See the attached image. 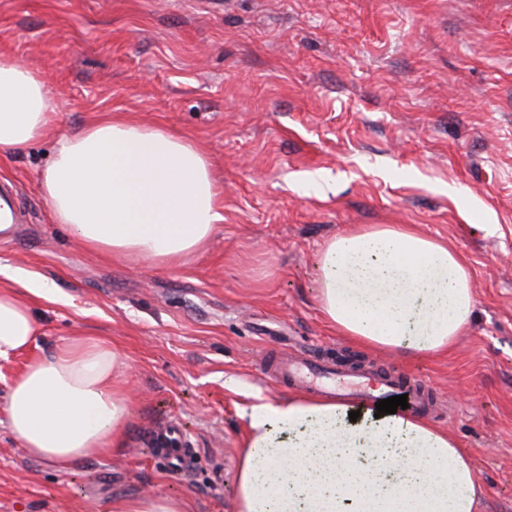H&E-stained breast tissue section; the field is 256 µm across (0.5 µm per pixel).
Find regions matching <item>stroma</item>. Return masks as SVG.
<instances>
[{"mask_svg": "<svg viewBox=\"0 0 512 512\" xmlns=\"http://www.w3.org/2000/svg\"><path fill=\"white\" fill-rule=\"evenodd\" d=\"M43 74L61 130L100 118L174 129L208 153L224 220L185 264L95 254L53 223L39 175L54 143L0 156L20 221L0 238V288L33 298L36 347L0 360V402L29 358L105 337L129 358V437L67 473L0 424V512H103L180 493L232 512L244 408L291 395L264 362H373L415 375L430 424L471 455L480 512H512V0H0V55ZM412 224L465 257L474 320L445 354L408 361L323 320L316 258L349 229ZM178 421L186 473L155 459Z\"/></svg>", "mask_w": 512, "mask_h": 512, "instance_id": "obj_1", "label": "stroma"}]
</instances>
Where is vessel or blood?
<instances>
[{
	"instance_id": "b4317fda",
	"label": "vessel or blood",
	"mask_w": 512,
	"mask_h": 512,
	"mask_svg": "<svg viewBox=\"0 0 512 512\" xmlns=\"http://www.w3.org/2000/svg\"><path fill=\"white\" fill-rule=\"evenodd\" d=\"M267 370L276 381L309 393L332 397L340 403L372 406L383 399L403 394L407 397L409 414L425 415L431 410V401L423 384L378 369L343 372L307 359L278 353L269 358Z\"/></svg>"
}]
</instances>
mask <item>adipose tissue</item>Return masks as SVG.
<instances>
[{
	"label": "adipose tissue",
	"mask_w": 512,
	"mask_h": 512,
	"mask_svg": "<svg viewBox=\"0 0 512 512\" xmlns=\"http://www.w3.org/2000/svg\"><path fill=\"white\" fill-rule=\"evenodd\" d=\"M45 139L53 152L40 191L54 223L88 251L164 268L184 264L223 221L224 189L193 139L162 127L100 119L60 131L47 81L0 55V155ZM326 324L353 344L411 360L448 352L473 319L465 258L412 224L333 236L316 258ZM51 282L0 289V360L28 351L39 327L31 297ZM129 365L97 336H72L26 363L0 403L14 441L65 471L123 451L131 416ZM323 396L258 398L244 409L233 512H480L469 454L410 414L375 416ZM106 512H191L189 500L144 492Z\"/></svg>",
	"instance_id": "adipose-tissue-1"
}]
</instances>
